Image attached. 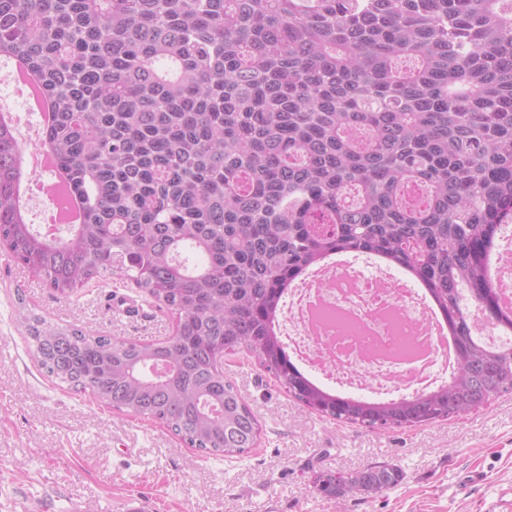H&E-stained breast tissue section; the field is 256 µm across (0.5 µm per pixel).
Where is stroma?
<instances>
[{"instance_id": "35a3bbf8", "label": "stroma", "mask_w": 512, "mask_h": 512, "mask_svg": "<svg viewBox=\"0 0 512 512\" xmlns=\"http://www.w3.org/2000/svg\"><path fill=\"white\" fill-rule=\"evenodd\" d=\"M48 322L122 339L171 336L175 321L140 288L108 276L61 296L0 246V512L34 501L57 512H485L512 485V394L468 415L405 430L342 425L305 409L255 360L224 374L260 416L257 448L201 453L163 424L112 410L40 368L19 307ZM387 461L402 481L378 495L328 501L314 470Z\"/></svg>"}]
</instances>
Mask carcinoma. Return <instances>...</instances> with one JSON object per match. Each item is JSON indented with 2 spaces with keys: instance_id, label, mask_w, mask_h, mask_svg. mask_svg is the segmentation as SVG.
Returning <instances> with one entry per match:
<instances>
[{
  "instance_id": "carcinoma-1",
  "label": "carcinoma",
  "mask_w": 512,
  "mask_h": 512,
  "mask_svg": "<svg viewBox=\"0 0 512 512\" xmlns=\"http://www.w3.org/2000/svg\"><path fill=\"white\" fill-rule=\"evenodd\" d=\"M0 53L47 100L42 146L82 207L65 237L33 228L24 148L0 123V241L61 295L115 274L175 318L146 342L26 314L48 375L226 457L256 447L261 423L221 355L369 429L512 393V348L471 326L476 307L512 331L487 269L512 222V0H0ZM342 252L424 285L457 353L445 385L371 403L291 360L274 331L282 297ZM402 479L377 462L312 484L339 501Z\"/></svg>"
}]
</instances>
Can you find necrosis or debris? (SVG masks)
Instances as JSON below:
<instances>
[{"label":"necrosis or debris","instance_id":"4bbe7bcc","mask_svg":"<svg viewBox=\"0 0 512 512\" xmlns=\"http://www.w3.org/2000/svg\"><path fill=\"white\" fill-rule=\"evenodd\" d=\"M284 320L301 338L299 352L315 382L330 380L369 399L441 385L436 361L413 364L402 352L426 327L429 313L401 281L331 259L311 285L296 289Z\"/></svg>","mask_w":512,"mask_h":512}]
</instances>
